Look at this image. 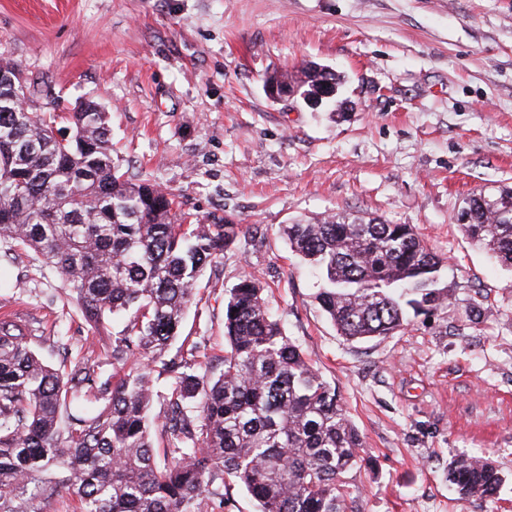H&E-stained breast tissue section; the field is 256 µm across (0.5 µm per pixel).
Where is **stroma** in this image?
<instances>
[{"label": "stroma", "mask_w": 512, "mask_h": 512, "mask_svg": "<svg viewBox=\"0 0 512 512\" xmlns=\"http://www.w3.org/2000/svg\"><path fill=\"white\" fill-rule=\"evenodd\" d=\"M1 57L60 130L79 101L103 107L114 155L177 214L239 222L181 332L218 375L228 290L245 274L266 285L363 438L348 512H512V270L461 226L467 198L512 188V0H0ZM309 61L344 75L339 110L267 97L269 74ZM344 211L412 225L442 261L446 307L341 336L281 228ZM64 288L0 246V310L34 349L56 361L63 336L111 372L114 328ZM472 454L507 476L498 498L449 487V463Z\"/></svg>", "instance_id": "1"}]
</instances>
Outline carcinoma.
Wrapping results in <instances>:
<instances>
[{
  "label": "carcinoma",
  "mask_w": 512,
  "mask_h": 512,
  "mask_svg": "<svg viewBox=\"0 0 512 512\" xmlns=\"http://www.w3.org/2000/svg\"><path fill=\"white\" fill-rule=\"evenodd\" d=\"M341 77L317 64L273 73L264 88L336 102ZM0 244L33 252L66 282L65 295L96 326L119 319L112 374L58 346L59 365L0 315V512H39L63 488L77 512H228L245 489L259 512H347L345 474L362 437L336 388L286 334L261 282L244 275L224 300L223 370L195 369L200 346L170 357L206 265L224 258L239 225L185 224L174 198L132 181L114 158L107 114L87 102L70 113L73 134L1 100ZM467 236L512 269V188L473 195ZM291 251L316 266L315 299L352 341L387 336L409 314L443 307L441 259L409 224L332 213L282 228ZM167 374L161 432L153 444L151 375ZM164 460H158V455ZM504 477L491 461L460 457L448 468L457 499L491 500Z\"/></svg>",
  "instance_id": "1"
}]
</instances>
